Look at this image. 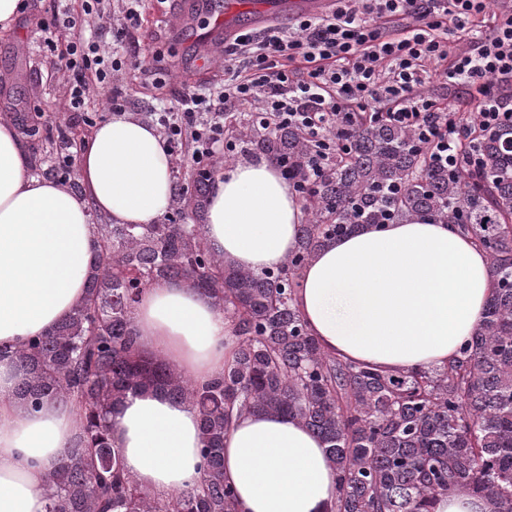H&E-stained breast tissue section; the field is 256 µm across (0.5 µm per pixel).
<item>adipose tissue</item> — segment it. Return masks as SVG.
<instances>
[{
  "instance_id": "obj_1",
  "label": "adipose tissue",
  "mask_w": 512,
  "mask_h": 512,
  "mask_svg": "<svg viewBox=\"0 0 512 512\" xmlns=\"http://www.w3.org/2000/svg\"><path fill=\"white\" fill-rule=\"evenodd\" d=\"M31 147L0 123V346L60 323L87 293L94 216L156 224L174 194V159L159 131L115 115L91 132L78 161L82 192L30 173ZM305 213L277 166L237 162L213 181L202 227L226 262L260 273L297 247ZM490 288L485 254L450 224H389L338 238L303 270L295 306L331 355L384 372L451 362L472 336ZM133 326L147 354L203 385L236 346L231 322L182 282L144 289ZM17 363L0 359V512H47L49 471L79 431L74 406L30 410L16 398ZM110 438L139 485L175 494L200 479L199 417L144 387L115 405ZM224 480L236 512H330L336 477L320 439L297 420L260 411L224 434Z\"/></svg>"
}]
</instances>
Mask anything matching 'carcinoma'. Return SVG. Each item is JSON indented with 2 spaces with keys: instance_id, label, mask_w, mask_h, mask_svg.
<instances>
[{
  "instance_id": "cac0c4a2",
  "label": "carcinoma",
  "mask_w": 512,
  "mask_h": 512,
  "mask_svg": "<svg viewBox=\"0 0 512 512\" xmlns=\"http://www.w3.org/2000/svg\"><path fill=\"white\" fill-rule=\"evenodd\" d=\"M454 170L428 160L417 130L387 121L341 131L329 150L306 130L238 112L231 136L285 166L307 218L284 265L254 273L208 248L191 217L206 177L174 170L175 201L160 224H99L88 294L55 328L12 351L25 378L17 397L76 407L80 433L49 473L47 512H235L224 483V433L233 412L291 417L325 443L337 474L330 512H434L439 496L484 499L512 512V125L482 130L472 116ZM33 151L31 171L52 177L63 146ZM455 224L485 253L491 288L471 339L448 365L381 372L326 353L295 307L301 273L333 239L365 226ZM182 281L224 309L232 361L197 386L142 350L132 315L143 289ZM156 387L199 414L200 484L170 496L144 491L112 447L108 412Z\"/></svg>"
}]
</instances>
